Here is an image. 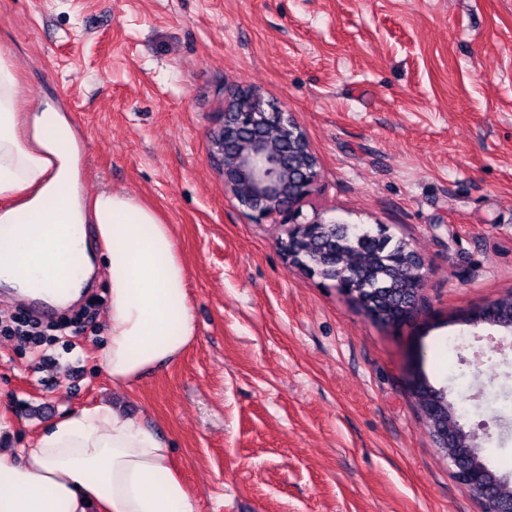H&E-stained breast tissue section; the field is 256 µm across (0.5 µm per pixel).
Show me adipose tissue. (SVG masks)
Returning <instances> with one entry per match:
<instances>
[{
    "label": "adipose tissue",
    "instance_id": "obj_1",
    "mask_svg": "<svg viewBox=\"0 0 512 512\" xmlns=\"http://www.w3.org/2000/svg\"><path fill=\"white\" fill-rule=\"evenodd\" d=\"M0 279L67 289L92 271L86 227L107 249V339L98 362L119 385L177 359L196 336L188 272L170 225L135 197L85 200L74 132L50 108L22 106L18 65L0 55ZM172 450L143 423L98 405L27 446L0 450V512H198Z\"/></svg>",
    "mask_w": 512,
    "mask_h": 512
}]
</instances>
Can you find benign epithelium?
Listing matches in <instances>:
<instances>
[{"label": "benign epithelium", "mask_w": 512, "mask_h": 512, "mask_svg": "<svg viewBox=\"0 0 512 512\" xmlns=\"http://www.w3.org/2000/svg\"><path fill=\"white\" fill-rule=\"evenodd\" d=\"M304 135L293 115L265 102L249 89H241L224 106L210 136L209 161L224 173V183L237 202L257 220L276 218L288 225L283 254L297 249L292 238L304 228L313 233L336 219L316 211L307 218L301 204L319 176V161H299L288 155L284 145ZM456 480L480 499L483 512H512L501 509L488 494L486 469L473 465L454 472Z\"/></svg>", "instance_id": "obj_1"}]
</instances>
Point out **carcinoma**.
<instances>
[{
	"mask_svg": "<svg viewBox=\"0 0 512 512\" xmlns=\"http://www.w3.org/2000/svg\"><path fill=\"white\" fill-rule=\"evenodd\" d=\"M377 241L371 230L358 225L329 224L322 232L305 236L295 261L325 278L350 280L359 291L356 304L363 305L370 319L382 322L413 307L409 288L421 257L402 240L385 235L383 244ZM491 325L512 332V291L498 299ZM415 389L417 406H433L432 414L421 413L432 438L448 428V420L459 421L457 407L431 383L421 361L415 369Z\"/></svg>",
	"mask_w": 512,
	"mask_h": 512,
	"instance_id": "obj_1",
	"label": "carcinoma"
}]
</instances>
